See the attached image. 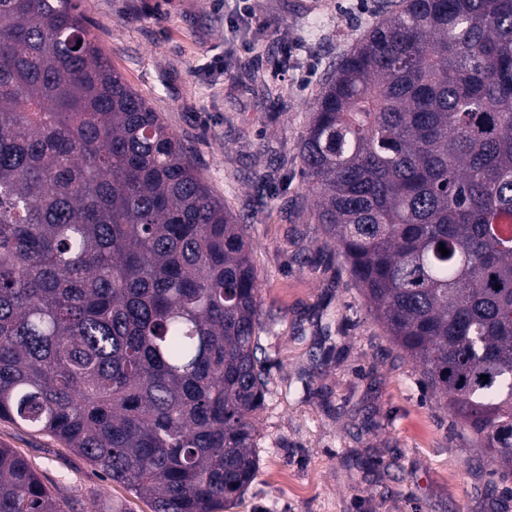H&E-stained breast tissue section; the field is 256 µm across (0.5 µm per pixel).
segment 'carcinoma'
<instances>
[{
    "label": "carcinoma",
    "instance_id": "obj_1",
    "mask_svg": "<svg viewBox=\"0 0 512 512\" xmlns=\"http://www.w3.org/2000/svg\"><path fill=\"white\" fill-rule=\"evenodd\" d=\"M79 2L0 0V420L151 512H219L259 469L253 248ZM391 7L322 84L305 191L388 340L512 476V0ZM0 512H60L2 447Z\"/></svg>",
    "mask_w": 512,
    "mask_h": 512
}]
</instances>
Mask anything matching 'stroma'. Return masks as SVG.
<instances>
[{"label": "stroma", "mask_w": 512, "mask_h": 512, "mask_svg": "<svg viewBox=\"0 0 512 512\" xmlns=\"http://www.w3.org/2000/svg\"><path fill=\"white\" fill-rule=\"evenodd\" d=\"M382 0H83L104 56L180 136L253 242L267 394L259 471L225 512H512V477L472 448L389 343L303 188L301 142L326 73ZM298 50L286 52L288 42ZM62 512H150L60 442L0 420Z\"/></svg>", "instance_id": "obj_1"}]
</instances>
